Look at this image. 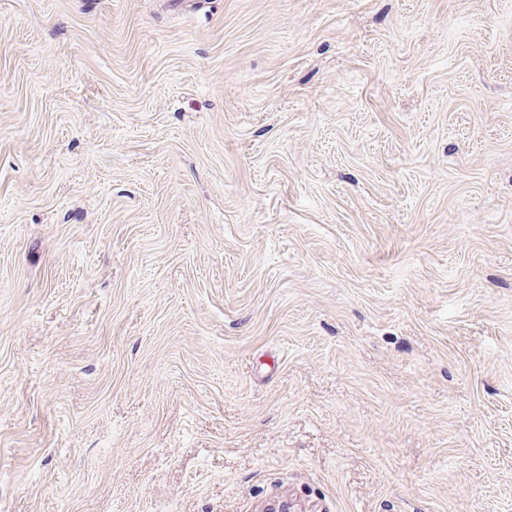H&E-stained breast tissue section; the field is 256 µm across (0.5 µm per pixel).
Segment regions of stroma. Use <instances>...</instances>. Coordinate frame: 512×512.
<instances>
[{
    "label": "stroma",
    "instance_id": "35a3bbf8",
    "mask_svg": "<svg viewBox=\"0 0 512 512\" xmlns=\"http://www.w3.org/2000/svg\"><path fill=\"white\" fill-rule=\"evenodd\" d=\"M512 512V0H0V512Z\"/></svg>",
    "mask_w": 512,
    "mask_h": 512
}]
</instances>
